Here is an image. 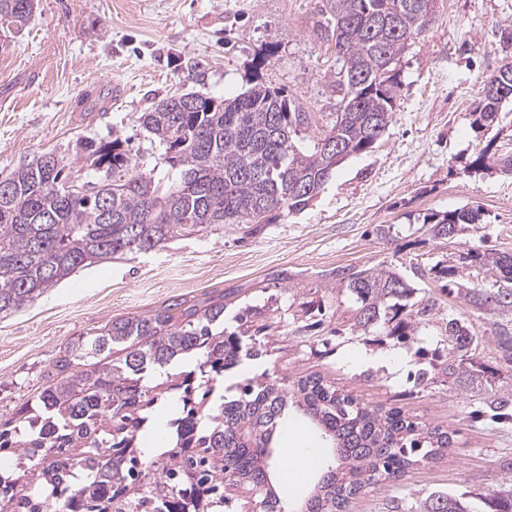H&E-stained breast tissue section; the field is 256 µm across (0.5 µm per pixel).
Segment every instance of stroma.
<instances>
[{
  "label": "stroma",
  "mask_w": 512,
  "mask_h": 512,
  "mask_svg": "<svg viewBox=\"0 0 512 512\" xmlns=\"http://www.w3.org/2000/svg\"><path fill=\"white\" fill-rule=\"evenodd\" d=\"M319 0H36L31 22L0 37V178L37 153L62 159L69 175L92 172L84 145L120 138L143 170L162 168V151L140 124L142 112L176 92L224 99L260 82L311 114L310 132L336 118L341 65L316 21ZM512 62V0H436L429 30L398 64L393 120L371 151L350 157L301 212L250 231L220 225L182 234L150 253L77 270L32 304L0 317V419L37 394L59 350L126 316H148L188 301H223L226 330L250 307L261 326L264 369L288 380L320 373L371 406L398 405L413 421L448 433L451 444L397 480L366 487L349 512H422L434 493L489 496L512 485V423L482 414L491 393L512 391V363L491 341L496 320L442 294L420 273L452 264L476 242L512 254V172H473L479 148L512 157V103L491 127L473 125L483 85ZM481 208L477 232L434 240L425 214ZM394 227L378 238V225ZM395 265L415 300L439 298L417 322L413 348L446 351L444 318L465 320L475 361L498 369L494 389L410 379L418 365L378 328L355 327L357 304L339 288L344 268ZM321 305L306 329L303 305ZM397 356L400 368L363 362Z\"/></svg>",
  "instance_id": "stroma-1"
}]
</instances>
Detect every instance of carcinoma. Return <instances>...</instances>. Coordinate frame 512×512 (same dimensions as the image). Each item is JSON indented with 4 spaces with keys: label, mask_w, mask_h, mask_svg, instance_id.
Listing matches in <instances>:
<instances>
[{
    "label": "carcinoma",
    "mask_w": 512,
    "mask_h": 512,
    "mask_svg": "<svg viewBox=\"0 0 512 512\" xmlns=\"http://www.w3.org/2000/svg\"><path fill=\"white\" fill-rule=\"evenodd\" d=\"M434 0H321L317 26L337 61L338 103L332 127L308 139L309 113L294 99L255 83L218 101L198 92L159 99L140 123L164 150L166 178L138 168L118 137L85 146L89 193L69 192L71 177L52 153H40L4 178L0 196V315L16 312L77 269L128 253H146L183 233L203 235L218 225L271 224L307 207L340 162L324 141L343 147V159L373 148L393 119L396 65L408 41L432 21ZM34 0H0V20L25 26ZM512 99V63L485 83L474 123L494 122ZM482 221L479 208L423 217L430 238L448 239ZM463 265L480 263L491 275L512 277V254L469 246ZM454 265L426 275L444 279L475 309L500 318L495 349L512 360V298L494 299L481 284L456 280ZM336 280L356 297V324L383 321V336L411 344L412 320L433 314L429 300L414 314L402 301L415 288L391 265L348 268ZM224 303H176L148 317L115 319L61 350L34 401L0 426V448H14L20 473L0 475V506L9 512H347L364 487L396 479L448 447V433L422 428L402 409L371 407L312 373L288 385L274 372L246 378L237 395L217 406L210 398L224 373L262 355L253 335L215 330ZM199 356V374L177 380L183 416L164 462L154 459L140 433L141 412L155 401L148 373L177 357ZM466 386L492 384L494 371L473 362L468 346L428 362ZM489 417L512 421V393L486 402ZM305 418L335 452L331 478L302 500L282 498L277 438L290 412ZM85 480L72 483L77 474ZM424 512H476L467 497L432 495ZM490 512H512V486L492 495Z\"/></svg>",
    "instance_id": "carcinoma-1"
}]
</instances>
